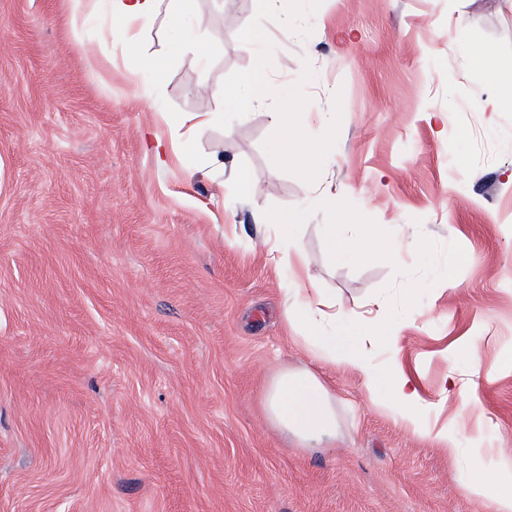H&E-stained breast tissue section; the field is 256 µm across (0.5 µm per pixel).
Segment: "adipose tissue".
<instances>
[{
    "mask_svg": "<svg viewBox=\"0 0 512 512\" xmlns=\"http://www.w3.org/2000/svg\"><path fill=\"white\" fill-rule=\"evenodd\" d=\"M107 3V15L112 20L109 32L125 44H132L138 27L162 14L170 28L180 32L175 50L200 59L208 55V48L196 36L203 20L193 11L192 0H107ZM329 249L339 257L363 261L387 255L381 235L374 230L331 236ZM320 314L311 289L296 283L283 312L286 330L294 332L302 327H313ZM393 335L390 325L369 327L346 313L340 321L332 322L329 329L308 337L307 342L319 361L357 374L370 400L392 411L413 435L428 439L436 447L455 451L457 438L431 432L420 420L418 412L427 400L414 378L401 369L378 370L371 366L366 342H388ZM264 409L275 426L304 445L319 447L336 441V409L324 384L308 371H280L266 389Z\"/></svg>",
    "mask_w": 512,
    "mask_h": 512,
    "instance_id": "adipose-tissue-1",
    "label": "adipose tissue"
}]
</instances>
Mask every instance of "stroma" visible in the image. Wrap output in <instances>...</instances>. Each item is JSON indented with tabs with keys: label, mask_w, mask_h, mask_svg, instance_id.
I'll return each mask as SVG.
<instances>
[{
	"label": "stroma",
	"mask_w": 512,
	"mask_h": 512,
	"mask_svg": "<svg viewBox=\"0 0 512 512\" xmlns=\"http://www.w3.org/2000/svg\"><path fill=\"white\" fill-rule=\"evenodd\" d=\"M195 10L205 67L170 52L162 16L130 49L101 38V12L0 0V512H485L461 486L481 448L500 490L496 451L512 449V103L481 105L512 82V0H323L305 38L266 22L271 79L315 71L307 132L343 94L312 185L272 164L268 106L194 139L166 124L220 111L225 77L255 63L238 34L256 0ZM143 57L165 73L137 88ZM213 155L224 173H195ZM327 187L344 209L325 206ZM274 216L297 225L321 311L397 323L373 363L415 378L423 423L456 435V457L285 331L294 272L267 258ZM329 224L375 225L401 258L333 257ZM285 367L328 388L335 447H301L267 419ZM473 379L471 413L443 399Z\"/></svg>",
	"instance_id": "1"
}]
</instances>
